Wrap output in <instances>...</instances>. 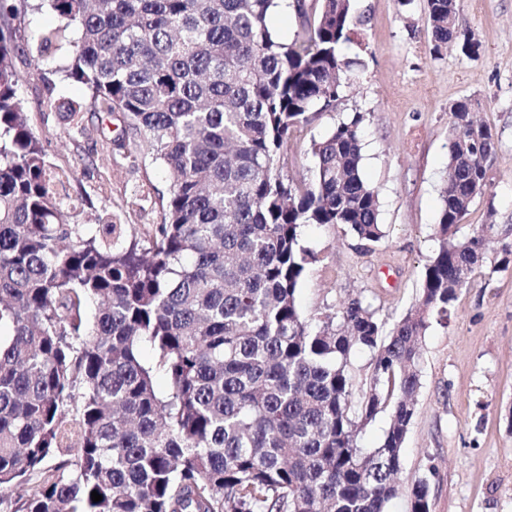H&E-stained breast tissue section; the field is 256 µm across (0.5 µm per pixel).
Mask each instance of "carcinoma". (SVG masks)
Listing matches in <instances>:
<instances>
[{
    "instance_id": "1",
    "label": "carcinoma",
    "mask_w": 512,
    "mask_h": 512,
    "mask_svg": "<svg viewBox=\"0 0 512 512\" xmlns=\"http://www.w3.org/2000/svg\"><path fill=\"white\" fill-rule=\"evenodd\" d=\"M44 6L62 26L43 50L75 31L67 77L88 93L65 123L79 131L88 112L121 113L119 139L161 163L170 188L144 234L106 211L72 222L83 202L17 96L10 21L31 4L0 0V504L42 472L10 512H387L430 321L448 319L460 286L512 265L505 240L486 261L496 225L458 235L487 186L490 125L463 132L469 102L451 109L440 245L418 305L389 328L356 297L307 319L296 300L311 259L302 228L384 237L360 113L312 143L308 178L279 167L294 130L336 101L356 65L342 52L350 0H315L311 16L302 0ZM282 6L300 20L289 43L269 27ZM427 7L433 52L461 40L478 54L456 0ZM358 348L374 371L357 397L347 364ZM385 410L378 446L360 447ZM407 498L409 512H430L426 482Z\"/></svg>"
}]
</instances>
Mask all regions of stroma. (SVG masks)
<instances>
[{
  "mask_svg": "<svg viewBox=\"0 0 512 512\" xmlns=\"http://www.w3.org/2000/svg\"><path fill=\"white\" fill-rule=\"evenodd\" d=\"M427 0H351L347 57L352 80L328 111L299 127L280 165L300 181L312 140L361 113L362 170L379 200L385 236L365 247L338 227L305 225L302 244L313 255L298 292L305 317L337 313L349 298L370 305L386 324L416 305L427 265L439 246L440 191L448 176L452 105L468 101L498 140L488 182L461 234L496 225L512 239V0H457L460 20L481 45L466 56L453 45L433 53ZM17 95L47 161L71 171L68 192L127 224L160 223L154 204L129 206L136 189L167 193L164 168L134 145H118L121 113L88 114L70 132L65 104L84 90L67 79L72 31L41 53L58 29L49 9L12 22ZM512 268L461 288L448 320H432L422 347L417 412L403 448L400 483L429 486L431 512H512Z\"/></svg>",
  "mask_w": 512,
  "mask_h": 512,
  "instance_id": "35a3bbf8",
  "label": "stroma"
}]
</instances>
